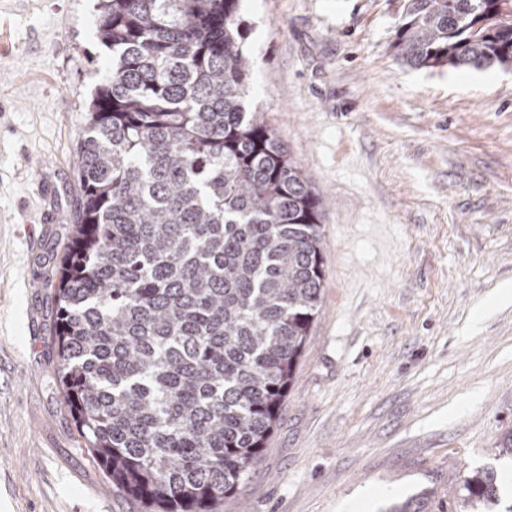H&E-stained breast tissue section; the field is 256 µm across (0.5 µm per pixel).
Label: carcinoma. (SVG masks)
<instances>
[{
	"instance_id": "carcinoma-1",
	"label": "carcinoma",
	"mask_w": 512,
	"mask_h": 512,
	"mask_svg": "<svg viewBox=\"0 0 512 512\" xmlns=\"http://www.w3.org/2000/svg\"><path fill=\"white\" fill-rule=\"evenodd\" d=\"M239 0H102L112 71L77 148L54 334L63 400L113 490L219 512L258 463L321 307L324 202L244 98ZM414 68L512 66V0H404ZM492 467L456 512H512Z\"/></svg>"
}]
</instances>
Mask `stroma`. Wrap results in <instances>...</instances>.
<instances>
[{
	"label": "stroma",
	"instance_id": "35a3bbf8",
	"mask_svg": "<svg viewBox=\"0 0 512 512\" xmlns=\"http://www.w3.org/2000/svg\"><path fill=\"white\" fill-rule=\"evenodd\" d=\"M100 0H0V506L142 512L60 393L46 283L112 62ZM403 0H240L247 100L323 199L320 313L221 512H452L512 431V67L415 69ZM55 184L47 199L37 183Z\"/></svg>",
	"mask_w": 512,
	"mask_h": 512
}]
</instances>
